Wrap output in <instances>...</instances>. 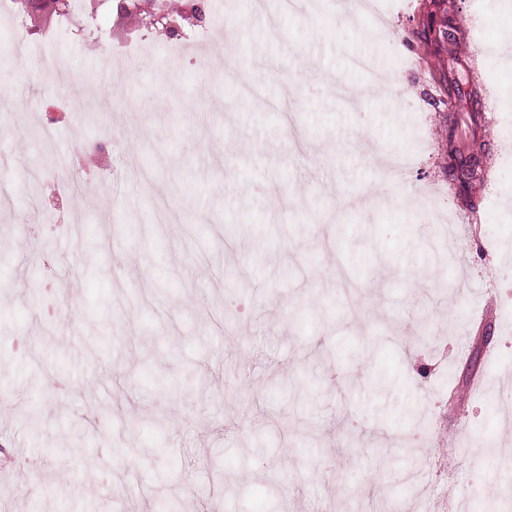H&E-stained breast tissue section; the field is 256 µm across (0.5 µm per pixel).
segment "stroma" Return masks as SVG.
<instances>
[{
  "instance_id": "obj_1",
  "label": "stroma",
  "mask_w": 512,
  "mask_h": 512,
  "mask_svg": "<svg viewBox=\"0 0 512 512\" xmlns=\"http://www.w3.org/2000/svg\"><path fill=\"white\" fill-rule=\"evenodd\" d=\"M207 2L221 25L201 53L175 59L171 37L154 35L128 79L107 57L145 33L116 0L86 2L97 41L29 20L77 82L67 114L45 57L13 53L0 25V185L12 194L0 206V447L30 463L0 467V505L157 512L165 496L223 512H358L356 482L384 512L505 505L512 60L478 40L502 38L512 0H453L454 75L476 92L454 112L477 114L486 145L471 210L441 168L434 101L451 77L417 37L432 0H389L387 38L354 0H309L301 15L280 0ZM302 57L308 75L291 84ZM377 76L388 92L336 93ZM418 114L428 150L389 177ZM98 144L97 195L48 177L51 160ZM35 171L51 189L36 209Z\"/></svg>"
}]
</instances>
